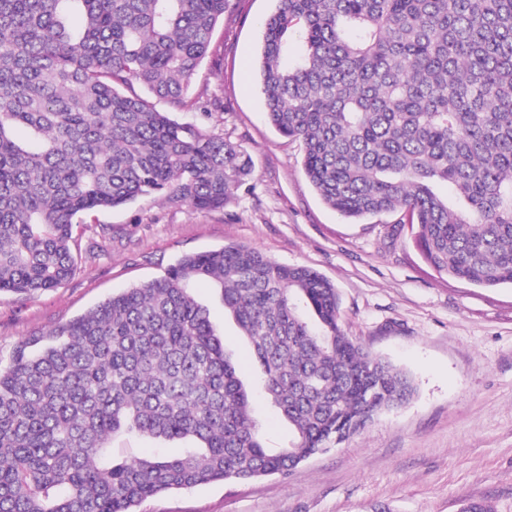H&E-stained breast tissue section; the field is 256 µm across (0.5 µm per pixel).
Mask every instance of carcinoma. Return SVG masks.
Segmentation results:
<instances>
[{"instance_id": "obj_1", "label": "carcinoma", "mask_w": 512, "mask_h": 512, "mask_svg": "<svg viewBox=\"0 0 512 512\" xmlns=\"http://www.w3.org/2000/svg\"><path fill=\"white\" fill-rule=\"evenodd\" d=\"M230 6L0 0V293L72 278L80 215L153 194L217 210L246 182V152L174 118ZM259 73L269 122L302 146L325 205L396 216L440 274L512 285V0H276ZM200 281L251 344L287 447L264 445ZM415 392L346 335L317 271L245 245L185 255L0 360V512H134L285 476ZM118 433L191 445L117 457Z\"/></svg>"}]
</instances>
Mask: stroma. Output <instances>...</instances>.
Returning <instances> with one entry per match:
<instances>
[{"mask_svg":"<svg viewBox=\"0 0 512 512\" xmlns=\"http://www.w3.org/2000/svg\"><path fill=\"white\" fill-rule=\"evenodd\" d=\"M274 7L232 0L213 35L222 67L202 62L189 90L196 107L177 115L239 145L251 177L216 211L149 196L80 219L73 278L32 296L0 294V359L183 255L248 245L333 283L347 335L408 372L416 394L288 476L168 492L136 512H461L469 502L512 512V287L438 274L410 230L394 236L386 217L352 222L321 202L297 146L264 113L261 23ZM215 95L223 111L208 109ZM197 299L253 384L258 365L219 293L205 286Z\"/></svg>","mask_w":512,"mask_h":512,"instance_id":"stroma-1","label":"stroma"}]
</instances>
